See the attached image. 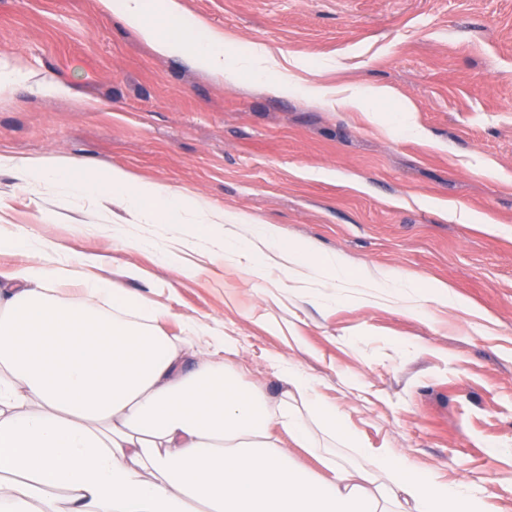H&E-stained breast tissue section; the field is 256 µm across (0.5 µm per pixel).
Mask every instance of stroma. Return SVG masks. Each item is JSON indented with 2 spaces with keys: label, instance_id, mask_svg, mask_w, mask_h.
<instances>
[{
  "label": "stroma",
  "instance_id": "1",
  "mask_svg": "<svg viewBox=\"0 0 512 512\" xmlns=\"http://www.w3.org/2000/svg\"><path fill=\"white\" fill-rule=\"evenodd\" d=\"M181 4L230 35V53L300 60L296 89L160 55L99 0H0V75L21 74L0 94V228L94 258L92 275L167 310L164 335L203 324L236 338L243 383L269 396L284 385L267 358L284 357L363 447L512 512V0ZM314 84L390 95L343 108L311 99ZM45 158L276 225L354 272L446 282L460 304L340 298L311 270L257 279L205 239L178 247L186 225L28 184L17 162Z\"/></svg>",
  "mask_w": 512,
  "mask_h": 512
}]
</instances>
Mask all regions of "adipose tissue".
I'll return each instance as SVG.
<instances>
[{
    "label": "adipose tissue",
    "instance_id": "obj_1",
    "mask_svg": "<svg viewBox=\"0 0 512 512\" xmlns=\"http://www.w3.org/2000/svg\"><path fill=\"white\" fill-rule=\"evenodd\" d=\"M100 4L161 55L294 87L265 46L227 63L223 30L180 0ZM0 252L28 258L0 282V512H489L485 489L384 449H361L369 463L358 468L322 452L311 423L332 435L342 415L283 358L273 366L288 389L273 399L243 384L233 339L160 334L158 309L60 260L55 245L1 234ZM67 282L81 285L80 304L57 297ZM277 426L325 474L280 448Z\"/></svg>",
    "mask_w": 512,
    "mask_h": 512
}]
</instances>
